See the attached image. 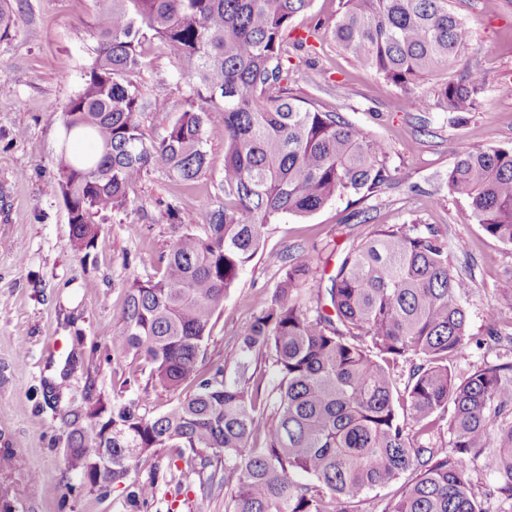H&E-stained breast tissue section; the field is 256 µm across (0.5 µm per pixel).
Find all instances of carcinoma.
Returning a JSON list of instances; mask_svg holds the SVG:
<instances>
[{
  "label": "carcinoma",
  "instance_id": "1",
  "mask_svg": "<svg viewBox=\"0 0 512 512\" xmlns=\"http://www.w3.org/2000/svg\"><path fill=\"white\" fill-rule=\"evenodd\" d=\"M450 0H339L333 37L359 66L408 91L448 71L469 47V27ZM313 0H96L91 63L61 112L65 141L52 193L65 205L71 241L90 250L97 218L128 209L130 191L151 170L190 183L210 165L209 128H224V177L203 232L167 214L178 235L159 277L126 289L122 332L144 358L146 384L192 392L153 415L123 386L108 404L85 395L66 445L65 466L80 486L107 497L142 459L180 449L186 471L127 485L132 512L213 468L197 496L210 512H362L364 495L410 479L384 512H484L471 468L492 474L489 495L512 512V361L457 378L448 362L469 340L448 245L430 225L379 226L349 249L328 305L307 306L313 277L306 254L279 258L268 306L235 340L237 372L202 365L213 317L264 229L306 216L347 194L376 192L388 178V146L339 112H322L288 89L286 37ZM17 24L0 0V39ZM158 44L185 83L183 108L159 138L142 125L169 103L145 95L132 75ZM480 73L441 83L438 100L457 120L476 109ZM448 194L465 200L482 229L512 247V147L457 150ZM401 358L417 361L395 405ZM261 359L277 381L261 392L249 372ZM270 409L258 411L260 399ZM450 440H445V435Z\"/></svg>",
  "mask_w": 512,
  "mask_h": 512
}]
</instances>
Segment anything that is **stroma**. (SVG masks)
Wrapping results in <instances>:
<instances>
[{"label": "stroma", "instance_id": "35a3bbf8", "mask_svg": "<svg viewBox=\"0 0 512 512\" xmlns=\"http://www.w3.org/2000/svg\"><path fill=\"white\" fill-rule=\"evenodd\" d=\"M470 29V45L446 78L483 77L479 107L468 122L437 103L442 79L413 88L428 102L424 112L404 105V93L362 69L333 36L339 0H314L299 16L304 46L288 44L290 87L319 109L342 113L390 148L389 178L368 199L345 195L316 213L288 215L268 225L262 251L244 267L226 296L205 342L204 362L235 375L236 336L270 302L279 280L280 255L307 253L317 261V284L328 286L343 250L378 224H429L446 239L448 257L469 289L461 298L472 338L452 370L467 377L477 367L512 359V296L500 285L512 278V247L489 237L467 202L449 195V146H512V0H452ZM17 25L0 41V452L12 455L0 469V487L12 512H126L125 491L106 499L76 491L62 452L72 429L76 398L116 397L123 382L145 380L144 361L121 336L127 286L161 271L174 230L166 203L177 204L183 223L201 225L224 172V130L208 134L209 169L195 182L177 184L148 172L130 193L127 214L108 216L90 255L69 235L62 200L49 187L58 178L60 114L78 90L90 62L87 29L95 0H14ZM135 79L148 95L166 98L171 111L149 114L147 133L162 136L185 88L166 50L154 49ZM501 333L489 336L491 323Z\"/></svg>", "mask_w": 512, "mask_h": 512}]
</instances>
